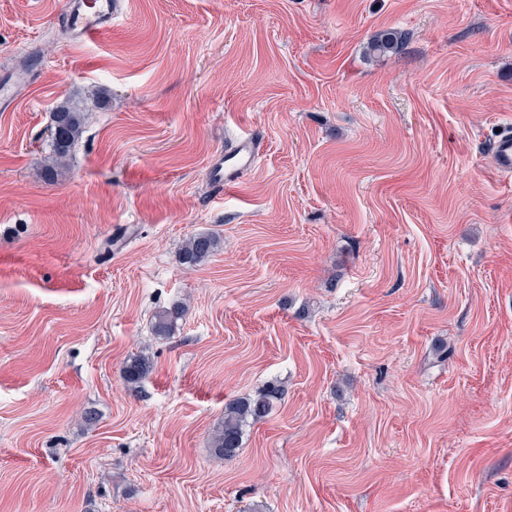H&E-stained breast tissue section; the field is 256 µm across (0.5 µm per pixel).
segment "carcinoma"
Returning <instances> with one entry per match:
<instances>
[{
    "label": "carcinoma",
    "mask_w": 512,
    "mask_h": 512,
    "mask_svg": "<svg viewBox=\"0 0 512 512\" xmlns=\"http://www.w3.org/2000/svg\"><path fill=\"white\" fill-rule=\"evenodd\" d=\"M104 94L96 91L83 102H66L51 113L50 151L53 167L66 164L75 141L83 134L86 113L99 107ZM217 248L216 239L210 234H197L190 237L181 252L182 264L195 267L208 259ZM185 315V306L176 302L158 310L154 315L153 333L160 339L171 336L178 320ZM152 371V358L141 350L127 357L122 368V379L126 388L137 392ZM283 396L282 387L274 382L267 384L253 397H243L229 401L224 407V417L215 427L211 448L215 458L226 460L235 457L242 446L244 429L247 425L266 418L276 402Z\"/></svg>",
    "instance_id": "1"
}]
</instances>
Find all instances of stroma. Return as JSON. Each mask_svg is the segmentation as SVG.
<instances>
[{
  "mask_svg": "<svg viewBox=\"0 0 512 512\" xmlns=\"http://www.w3.org/2000/svg\"><path fill=\"white\" fill-rule=\"evenodd\" d=\"M63 12L0 0V69L28 67L0 111V512H512V0H130L83 45ZM95 89L48 177L52 112ZM492 153L499 173L511 175L512 173V130L510 125L495 135L492 139ZM260 150L257 140L248 134H243L233 141L209 167V176L213 185L221 191L238 189L248 170L255 167ZM217 241L211 234H197L190 237L181 252L182 264L195 267L208 259L217 248ZM183 303L176 302L171 306L159 309L154 315L153 333L160 339L172 336L173 328L178 320L185 315ZM152 371V358L141 350L127 357L122 368V379L126 388L138 392ZM282 396V387L271 382L253 397L229 401L224 407V417L212 435L211 448L215 458L235 457L242 446L245 427L266 418Z\"/></svg>",
  "mask_w": 512,
  "mask_h": 512,
  "instance_id": "1",
  "label": "stroma"
}]
</instances>
